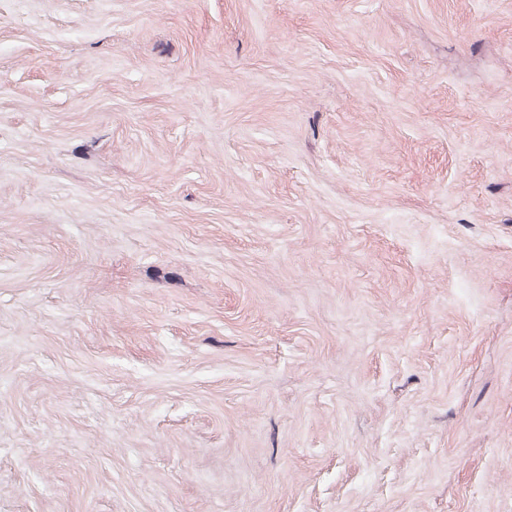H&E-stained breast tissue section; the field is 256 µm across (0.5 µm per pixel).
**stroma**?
<instances>
[{
  "label": "stroma",
  "instance_id": "1",
  "mask_svg": "<svg viewBox=\"0 0 512 512\" xmlns=\"http://www.w3.org/2000/svg\"><path fill=\"white\" fill-rule=\"evenodd\" d=\"M0 512H512V0H0Z\"/></svg>",
  "mask_w": 512,
  "mask_h": 512
}]
</instances>
